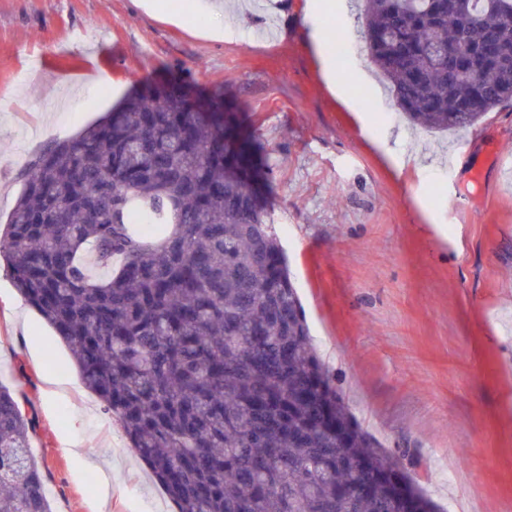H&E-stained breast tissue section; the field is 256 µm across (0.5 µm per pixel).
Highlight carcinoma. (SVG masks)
<instances>
[{
    "instance_id": "carcinoma-1",
    "label": "carcinoma",
    "mask_w": 512,
    "mask_h": 512,
    "mask_svg": "<svg viewBox=\"0 0 512 512\" xmlns=\"http://www.w3.org/2000/svg\"><path fill=\"white\" fill-rule=\"evenodd\" d=\"M355 2L411 124L512 102V0ZM262 178L224 90L147 78L35 155L0 261L176 512H439L317 355ZM34 431L0 386V512H51Z\"/></svg>"
}]
</instances>
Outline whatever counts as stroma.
I'll return each mask as SVG.
<instances>
[{
    "instance_id": "stroma-1",
    "label": "stroma",
    "mask_w": 512,
    "mask_h": 512,
    "mask_svg": "<svg viewBox=\"0 0 512 512\" xmlns=\"http://www.w3.org/2000/svg\"><path fill=\"white\" fill-rule=\"evenodd\" d=\"M309 2L186 0L172 23L139 0H0V225L34 154L116 92L153 76L223 86L263 146L312 343L349 410L441 507L512 512V104L462 133L411 127L353 0ZM211 14L223 39L200 33ZM316 27L355 48L336 67L344 94ZM0 384L35 422L52 512H173L3 264Z\"/></svg>"
}]
</instances>
